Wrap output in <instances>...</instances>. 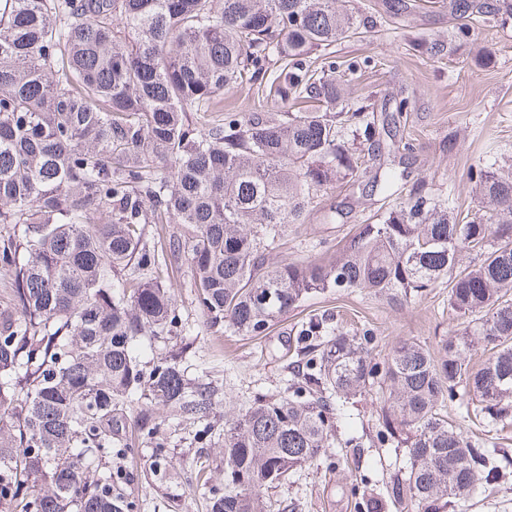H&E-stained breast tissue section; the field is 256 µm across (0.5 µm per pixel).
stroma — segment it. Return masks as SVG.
<instances>
[{
	"instance_id": "obj_1",
	"label": "stroma",
	"mask_w": 512,
	"mask_h": 512,
	"mask_svg": "<svg viewBox=\"0 0 512 512\" xmlns=\"http://www.w3.org/2000/svg\"><path fill=\"white\" fill-rule=\"evenodd\" d=\"M350 10L366 18L359 37L336 44L337 60L358 61L359 78L347 83L351 98L374 111L393 110L395 101L410 104L400 122V132L415 149L395 151L389 138L381 140L382 160L394 159L406 167L409 181L400 183L397 195L340 182L321 190L306 224L289 228L279 252L292 259L314 258L341 244L354 225L371 222L378 212L395 208L406 199L415 181L422 180L436 196H452L460 212L477 213L480 204L467 178L469 167L497 160L512 163V17L489 18L471 41H449L447 11L420 8L389 16L383 0H348ZM445 42L441 56L427 50L433 41ZM169 276L176 304L186 324L172 337L175 347L187 348L189 376L218 381L223 388L218 413L248 405L255 393L285 394L288 366L297 356L287 344L299 326L311 317L337 313L343 327L353 331L365 325L377 342L375 359L386 358L391 346L413 339L437 350L442 340L462 330L461 319L448 310V290L430 289L423 295L396 303L355 292L311 296L288 317L276 322L265 335L234 336L223 327L210 326L194 302L191 274L185 258L172 260ZM448 420L480 445L496 449L501 479L496 486L474 487L456 512H512V424L477 422L458 404L448 403ZM168 452L177 471L157 481L148 470L153 453L141 445L134 462V492L141 512H205L207 489L189 488L183 473L206 462L216 486L224 484V465L216 448L192 443L195 425L171 421ZM394 452L378 448H339L332 461H318L273 489L280 512H360L364 498L377 501V512H417L413 505L392 503L386 487L398 474Z\"/></svg>"
}]
</instances>
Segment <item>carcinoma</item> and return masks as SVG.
I'll return each instance as SVG.
<instances>
[{"mask_svg": "<svg viewBox=\"0 0 512 512\" xmlns=\"http://www.w3.org/2000/svg\"><path fill=\"white\" fill-rule=\"evenodd\" d=\"M497 11L448 0L454 37ZM360 28L342 0H0V512H140L136 446L154 449V475L173 468L160 407L196 424L198 444L221 437L210 512H276L269 490L363 447L336 422L372 391L369 443L406 448L396 503L447 512L497 480L496 449L442 407L512 417V171L469 168L485 219L421 188L320 259H273L318 191L369 173L357 141L375 121L345 99L326 53ZM258 81L316 107L224 113L225 91ZM401 178L380 166L372 183L390 196ZM151 224L179 231L151 244ZM176 254L207 323L239 335H265L315 294L395 300L438 283L469 322L436 353L402 340L377 362L371 330L312 318L293 338L288 394L255 396L221 428L216 382L188 377L181 352L139 353L181 325L166 277Z\"/></svg>", "mask_w": 512, "mask_h": 512, "instance_id": "1", "label": "carcinoma"}]
</instances>
